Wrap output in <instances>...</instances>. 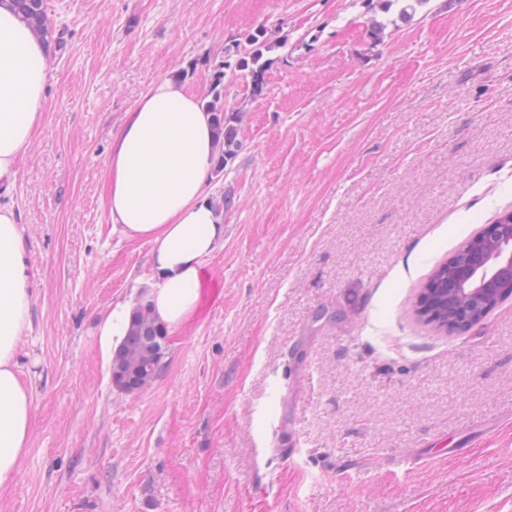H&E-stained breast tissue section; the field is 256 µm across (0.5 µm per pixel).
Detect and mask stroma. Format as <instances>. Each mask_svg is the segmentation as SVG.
<instances>
[{"label": "stroma", "mask_w": 512, "mask_h": 512, "mask_svg": "<svg viewBox=\"0 0 512 512\" xmlns=\"http://www.w3.org/2000/svg\"><path fill=\"white\" fill-rule=\"evenodd\" d=\"M44 117L8 199L37 295L29 450L0 512H512V298L448 334L422 284L512 211V0H46ZM385 29L371 38L372 21ZM240 147L224 248L150 386L118 392L97 321L150 247L113 233L112 134L160 79L203 96L230 41ZM294 455L273 447L276 436Z\"/></svg>", "instance_id": "1"}]
</instances>
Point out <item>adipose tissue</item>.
<instances>
[{"label": "adipose tissue", "instance_id": "adipose-tissue-1", "mask_svg": "<svg viewBox=\"0 0 512 512\" xmlns=\"http://www.w3.org/2000/svg\"><path fill=\"white\" fill-rule=\"evenodd\" d=\"M49 49L0 0V188L18 179L19 156L43 120ZM217 157L212 115L170 80L152 84L112 138L106 208L114 232L150 246L149 274L135 300L150 304L167 331L198 316L208 259L224 246V212L210 183ZM15 208L0 203V494L16 483L32 430V394L20 345L33 329V272ZM135 300L98 320L104 353L127 333Z\"/></svg>", "mask_w": 512, "mask_h": 512}]
</instances>
